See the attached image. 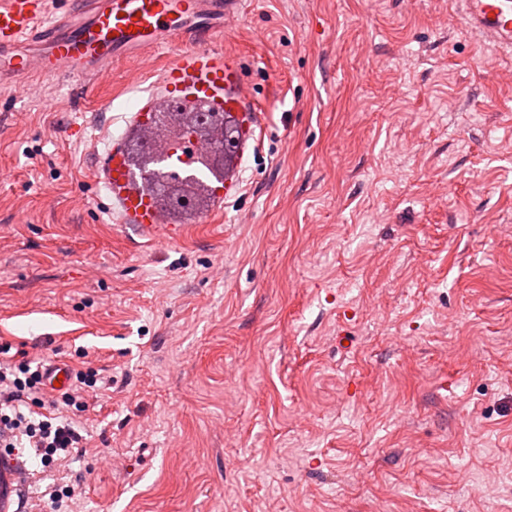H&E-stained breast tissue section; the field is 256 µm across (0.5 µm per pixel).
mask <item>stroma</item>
<instances>
[{
    "mask_svg": "<svg viewBox=\"0 0 512 512\" xmlns=\"http://www.w3.org/2000/svg\"><path fill=\"white\" fill-rule=\"evenodd\" d=\"M223 44L260 147L179 242L94 180L168 55L0 90V342L105 379L81 496L21 512H512V49L455 0H246Z\"/></svg>",
    "mask_w": 512,
    "mask_h": 512,
    "instance_id": "obj_1",
    "label": "stroma"
}]
</instances>
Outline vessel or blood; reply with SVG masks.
I'll use <instances>...</instances> for the list:
<instances>
[{"instance_id": "b4317fda", "label": "vessel or blood", "mask_w": 512, "mask_h": 512, "mask_svg": "<svg viewBox=\"0 0 512 512\" xmlns=\"http://www.w3.org/2000/svg\"><path fill=\"white\" fill-rule=\"evenodd\" d=\"M243 2L76 0L58 12L51 0H0V86L29 88L46 78L104 82L114 62L167 50L171 59L158 75L159 92L140 103L133 121L150 129L162 108L192 104L224 113L236 127V148L210 190L216 202L228 201L241 191L240 165L258 148L262 131L241 58L220 42L225 23L240 16ZM460 15L492 47H512V0H461ZM168 155L177 168L191 169L199 148L183 138ZM95 178L116 204L121 224L152 241L183 237L184 225L162 210L121 146L106 151Z\"/></svg>"}]
</instances>
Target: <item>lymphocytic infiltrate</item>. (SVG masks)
I'll return each instance as SVG.
<instances>
[{
  "label": "lymphocytic infiltrate",
  "mask_w": 512,
  "mask_h": 512,
  "mask_svg": "<svg viewBox=\"0 0 512 512\" xmlns=\"http://www.w3.org/2000/svg\"><path fill=\"white\" fill-rule=\"evenodd\" d=\"M9 351V346L0 345V447L26 449L42 469H53L80 446L82 436L73 420L45 418L40 410L64 405L85 411L82 391L96 385V374L90 369L74 371L75 387L50 396L43 357L15 363Z\"/></svg>",
  "instance_id": "lymphocytic-infiltrate-1"
}]
</instances>
